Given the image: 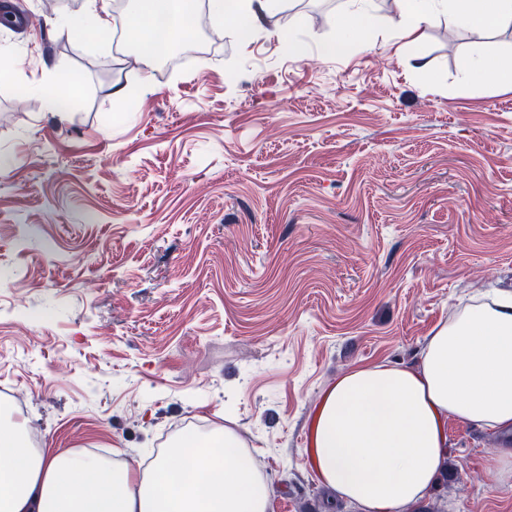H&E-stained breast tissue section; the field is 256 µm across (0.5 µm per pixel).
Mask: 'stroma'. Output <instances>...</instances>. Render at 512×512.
<instances>
[{"mask_svg":"<svg viewBox=\"0 0 512 512\" xmlns=\"http://www.w3.org/2000/svg\"><path fill=\"white\" fill-rule=\"evenodd\" d=\"M198 2L209 51L169 69L63 34L84 0L9 2L35 24L0 25V400L36 447L146 462L228 426L275 512H359L315 469L329 388L512 297V87L462 81L460 53L512 61V26L443 17L406 45L375 0L368 48L328 58L345 0H277L247 43ZM52 69L63 121L31 86ZM445 429L454 478L430 499L512 512L497 431Z\"/></svg>","mask_w":512,"mask_h":512,"instance_id":"obj_1","label":"stroma"}]
</instances>
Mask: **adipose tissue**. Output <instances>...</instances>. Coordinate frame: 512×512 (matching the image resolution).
I'll return each mask as SVG.
<instances>
[{
    "instance_id": "obj_1",
    "label": "adipose tissue",
    "mask_w": 512,
    "mask_h": 512,
    "mask_svg": "<svg viewBox=\"0 0 512 512\" xmlns=\"http://www.w3.org/2000/svg\"><path fill=\"white\" fill-rule=\"evenodd\" d=\"M374 0H347L327 57L367 45ZM212 26L233 23L241 41L255 31L256 0H211ZM169 7L166 42L192 35L189 0H136L125 27L140 36L153 11ZM406 38L439 15L487 32L512 25V0H393ZM488 429L512 426V300L464 305L430 336L417 366L380 363L339 378L321 409L315 453L321 478L360 512H402L431 489L443 461L445 418ZM24 419L0 410V512H274L268 477L232 428L184 435L153 460L135 464L90 452L31 447ZM189 468L192 482L175 483Z\"/></svg>"
}]
</instances>
